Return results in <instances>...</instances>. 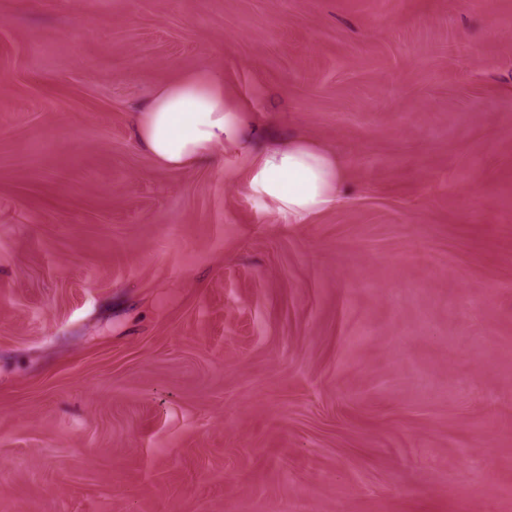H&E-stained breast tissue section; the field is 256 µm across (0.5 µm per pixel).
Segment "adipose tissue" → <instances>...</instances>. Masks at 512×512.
<instances>
[{"mask_svg": "<svg viewBox=\"0 0 512 512\" xmlns=\"http://www.w3.org/2000/svg\"><path fill=\"white\" fill-rule=\"evenodd\" d=\"M132 133L169 169L229 163L248 193L291 224L338 205L346 177L335 154L302 137L259 140L250 111L212 70L185 74L154 90L131 115Z\"/></svg>", "mask_w": 512, "mask_h": 512, "instance_id": "1", "label": "adipose tissue"}]
</instances>
